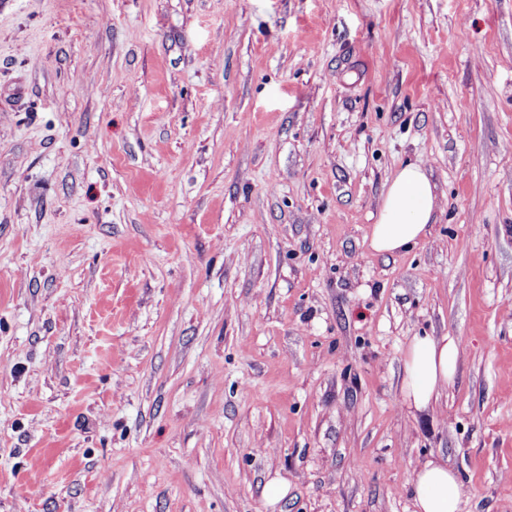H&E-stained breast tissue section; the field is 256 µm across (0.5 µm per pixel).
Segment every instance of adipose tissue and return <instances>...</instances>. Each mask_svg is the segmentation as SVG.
<instances>
[{
	"label": "adipose tissue",
	"instance_id": "ef3b65f1",
	"mask_svg": "<svg viewBox=\"0 0 512 512\" xmlns=\"http://www.w3.org/2000/svg\"><path fill=\"white\" fill-rule=\"evenodd\" d=\"M437 197L424 168L402 165L390 180L369 237L381 254L408 250L425 235ZM464 347L451 336L416 335L403 352V403L421 412L455 379ZM413 512H462L463 480L443 461H426L413 475Z\"/></svg>",
	"mask_w": 512,
	"mask_h": 512
}]
</instances>
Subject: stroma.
<instances>
[{
    "instance_id": "1",
    "label": "stroma",
    "mask_w": 512,
    "mask_h": 512,
    "mask_svg": "<svg viewBox=\"0 0 512 512\" xmlns=\"http://www.w3.org/2000/svg\"><path fill=\"white\" fill-rule=\"evenodd\" d=\"M430 459L512 512V0H0V512H413ZM436 207L437 197L424 168L413 162L402 165L384 194L370 248L381 254L408 250L425 235ZM464 347L452 336L415 335L403 352V404L421 412L455 379Z\"/></svg>"
}]
</instances>
